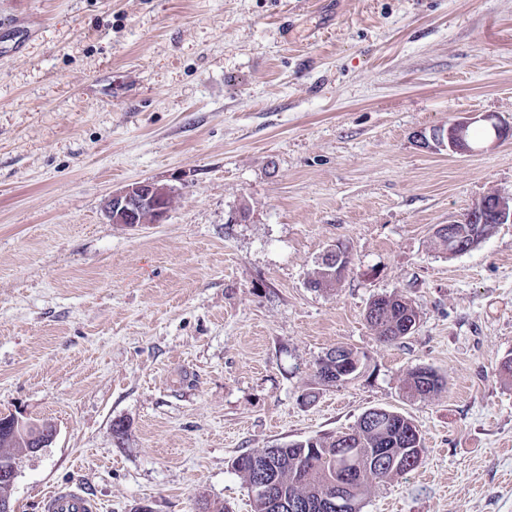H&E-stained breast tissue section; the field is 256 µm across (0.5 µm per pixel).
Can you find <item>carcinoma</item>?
I'll return each mask as SVG.
<instances>
[{
  "label": "carcinoma",
  "instance_id": "obj_1",
  "mask_svg": "<svg viewBox=\"0 0 512 512\" xmlns=\"http://www.w3.org/2000/svg\"><path fill=\"white\" fill-rule=\"evenodd\" d=\"M374 305L378 306L376 315H368L366 320L384 343L404 338L401 332L404 323L418 316L413 305L403 297L382 295L374 301ZM440 388V377L429 368L411 371L404 386L409 397L420 399ZM16 447L15 436L10 430L0 427L1 469L15 464V457L8 449ZM346 450L361 457L362 480L356 482L353 512H360L361 502L371 482L389 479L387 468L379 462L380 451L417 456L406 467L408 473L418 467L426 452L414 422L397 411L386 409L374 413L371 419L359 418L356 427L347 433L308 438L281 448L245 453L239 456L241 463L235 470L250 487L265 474L276 483L283 496L292 498L303 495L310 505L307 512H330L325 496L334 483L341 480V456Z\"/></svg>",
  "mask_w": 512,
  "mask_h": 512
}]
</instances>
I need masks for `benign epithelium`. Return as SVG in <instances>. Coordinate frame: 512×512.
Returning a JSON list of instances; mask_svg holds the SVG:
<instances>
[{
	"label": "benign epithelium",
	"mask_w": 512,
	"mask_h": 512,
	"mask_svg": "<svg viewBox=\"0 0 512 512\" xmlns=\"http://www.w3.org/2000/svg\"><path fill=\"white\" fill-rule=\"evenodd\" d=\"M476 119L465 117L450 123L448 126L435 127L427 132L421 131L417 138L424 146L431 148H444L453 152L470 153L475 151L469 139V127ZM175 195V191L168 185L155 181H138L131 183L117 191L112 192L108 198L105 213L114 224H124L128 227H138L144 224L141 218L143 206L151 202L154 204L153 223L161 224L169 212L168 201ZM512 223V205L498 197L495 200V209H485V201L477 202L463 219L448 224H439L435 228V237L448 238L454 243V250L466 252L472 244L476 233L482 224ZM320 265L326 276L336 278L345 273L348 266V256L339 245L328 250L321 259ZM323 360L336 361V376L338 381L345 382L357 375L360 367V358L352 355L344 357L341 348L336 347L323 356ZM3 423L12 428L15 436L23 441L25 451L36 454L41 449L49 447L57 435V426L51 421L33 423L16 414L9 415ZM255 496L262 498L267 505L276 509V512H300L304 504L298 500H287L280 497L275 485L263 480L253 487Z\"/></svg>",
	"instance_id": "obj_1"
}]
</instances>
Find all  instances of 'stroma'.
Returning a JSON list of instances; mask_svg holds the SVG:
<instances>
[{
  "label": "stroma",
  "instance_id": "stroma-1",
  "mask_svg": "<svg viewBox=\"0 0 512 512\" xmlns=\"http://www.w3.org/2000/svg\"><path fill=\"white\" fill-rule=\"evenodd\" d=\"M0 415L14 512L57 486L101 512H251L243 453L404 414L426 453L362 512H512V223L441 251L436 225L512 202V134L457 154L419 131L512 125V0H0ZM176 188L130 228L113 191ZM335 287L307 281L336 244ZM414 331L380 342L374 298ZM345 346L358 376L321 384ZM444 380L409 401L415 368ZM123 423L124 437L113 432ZM372 304L378 306V311L375 316L366 315V320L377 332L378 339L384 343L404 338L401 332L404 323L418 316L413 305L403 297L382 295ZM4 425L12 428L15 436L23 441L26 446L25 451L31 454L38 453L42 448H48L57 435V426L54 422L43 421L33 423L23 416L10 414L5 420ZM15 436L10 430L0 426V468L13 466L15 457L4 448H20L15 441ZM3 448V449H2ZM17 476L16 469L8 468L0 470V484L2 486H13Z\"/></svg>",
  "mask_w": 512,
  "mask_h": 512
}]
</instances>
